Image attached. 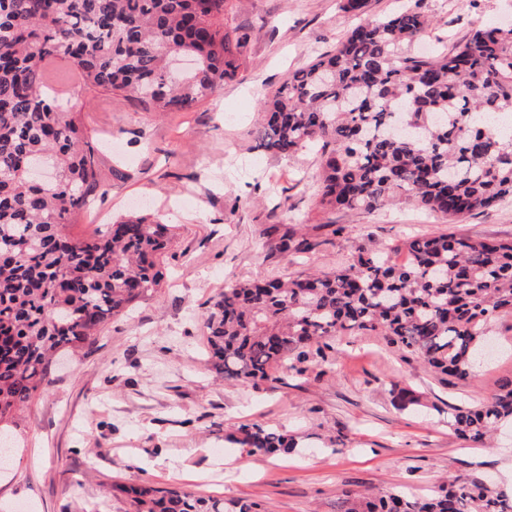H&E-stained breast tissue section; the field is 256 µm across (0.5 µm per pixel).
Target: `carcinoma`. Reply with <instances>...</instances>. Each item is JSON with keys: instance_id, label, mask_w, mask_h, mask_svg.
Masks as SVG:
<instances>
[{"instance_id": "obj_1", "label": "carcinoma", "mask_w": 512, "mask_h": 512, "mask_svg": "<svg viewBox=\"0 0 512 512\" xmlns=\"http://www.w3.org/2000/svg\"><path fill=\"white\" fill-rule=\"evenodd\" d=\"M229 0H0V436L50 384L53 358L92 343L115 317L155 294L172 224L132 217L95 235L66 233L92 196L105 198L81 109L47 91L61 60L107 105L134 95L156 112L215 99L236 76L245 38L224 30ZM431 27L410 4L365 18L336 48L259 99L262 148L316 150L323 209L373 213L404 201L450 224L512 198V135L488 123L512 114V26L482 25L429 57L407 51ZM57 167L30 182L29 161ZM405 260L396 264L390 254ZM512 313V241L453 233L361 248L334 273L287 282H225L204 314L213 368L254 387L292 359L333 362L326 339L370 332L417 356L441 380L463 381L491 321ZM512 419V379L491 398L451 406L448 427L474 443ZM229 440L250 453L289 454L287 434L243 424ZM125 512H257L181 487L117 485ZM343 512H512L472 479L419 497L397 487L350 495Z\"/></svg>"}]
</instances>
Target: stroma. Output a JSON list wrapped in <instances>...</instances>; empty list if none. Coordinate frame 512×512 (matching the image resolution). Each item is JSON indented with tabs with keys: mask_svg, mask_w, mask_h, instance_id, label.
<instances>
[{
	"mask_svg": "<svg viewBox=\"0 0 512 512\" xmlns=\"http://www.w3.org/2000/svg\"><path fill=\"white\" fill-rule=\"evenodd\" d=\"M227 26L245 35L243 63L215 100L154 112L130 98L107 106L81 86L82 107L105 202L66 231L89 236L128 213L175 226L157 294L112 319L94 343L64 357L20 421L11 470L0 471V512H122L112 487L142 479L199 495L258 505L263 512H336L343 492L408 487L426 496L440 483L480 477L512 497V423L479 444L451 431L445 412L490 398L512 378V314L495 320L489 362L456 384L375 336L333 339L334 369H277L260 386L218 379L204 313L230 279L330 273L363 247L449 231L512 240V203L451 225L409 204L374 213L329 211L316 202L319 158L267 153L256 129L258 94L344 40L356 23L340 0H230ZM432 27L413 53L465 40L482 24H512V0H421ZM236 120L224 119L225 111ZM309 251L284 254L281 237ZM412 390L399 409L393 390ZM285 432L288 456L253 455L226 442L240 424Z\"/></svg>",
	"mask_w": 512,
	"mask_h": 512,
	"instance_id": "35a3bbf8",
	"label": "stroma"
}]
</instances>
